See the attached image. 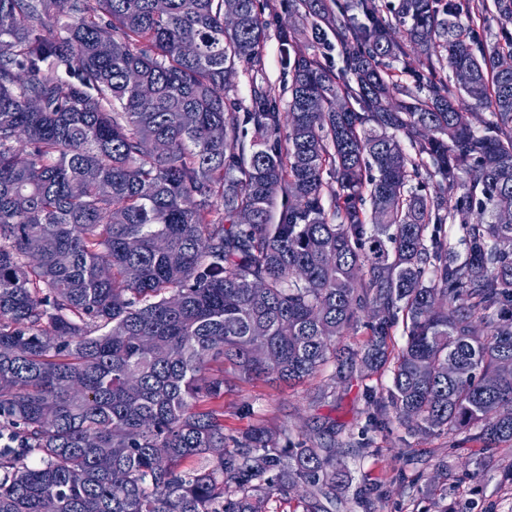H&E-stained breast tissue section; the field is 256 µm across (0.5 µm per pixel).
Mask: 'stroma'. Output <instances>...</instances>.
<instances>
[{"mask_svg": "<svg viewBox=\"0 0 512 512\" xmlns=\"http://www.w3.org/2000/svg\"><path fill=\"white\" fill-rule=\"evenodd\" d=\"M323 382L319 376L292 387L266 379L236 383L224 393V430L238 435L267 426L308 434L317 420L329 418L344 445L340 463L350 486L364 481L376 486L379 512H437L436 500L421 496L417 484L442 464L448 467L442 494L450 512H512V482L503 477L512 467V447L460 445L451 436L430 438L416 443L421 462L411 466L400 456L404 430L395 426L374 435L373 452L360 453L357 444L364 438L367 415L361 383L346 379L337 384L335 399L318 402L314 395Z\"/></svg>", "mask_w": 512, "mask_h": 512, "instance_id": "35a3bbf8", "label": "stroma"}]
</instances>
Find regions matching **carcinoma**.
<instances>
[{"label":"carcinoma","instance_id":"cac0c4a2","mask_svg":"<svg viewBox=\"0 0 512 512\" xmlns=\"http://www.w3.org/2000/svg\"><path fill=\"white\" fill-rule=\"evenodd\" d=\"M224 2L0 0V512H333L336 425L227 436L230 374L331 364L317 398L360 373L373 432L512 446V36L485 2L296 0L342 67L279 27L284 112L267 5ZM277 5L274 10H270L273 14L274 20L269 29V37L265 42L263 48L264 60H265V77L268 83L272 86V89L278 94L282 100L283 107L288 105V73L282 61L281 45L277 37V28L279 25L287 26L292 32H295V36L299 38L301 44L309 48V53L315 52L322 62L330 65L333 69L340 68L342 62L338 56L336 48V38L330 32L328 36L320 43H312L307 41L300 36V31L306 27V21L301 16V13H297L290 6L292 1L289 0H277ZM289 1V6H288ZM303 488L293 489L288 494L275 493L269 500V512H302Z\"/></svg>","mask_w":512,"mask_h":512}]
</instances>
